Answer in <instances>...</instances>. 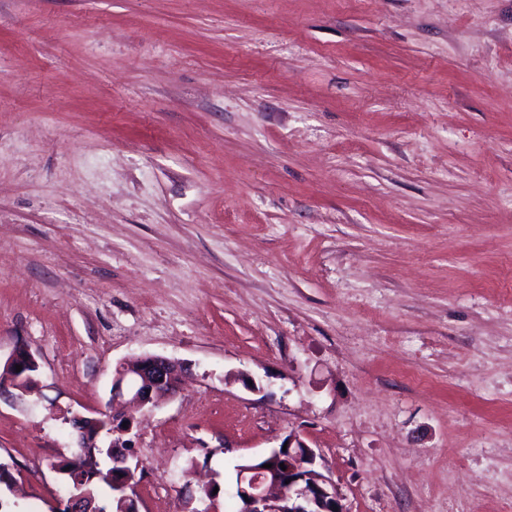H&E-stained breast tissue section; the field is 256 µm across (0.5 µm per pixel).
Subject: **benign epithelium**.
Masks as SVG:
<instances>
[{"label":"benign epithelium","mask_w":512,"mask_h":512,"mask_svg":"<svg viewBox=\"0 0 512 512\" xmlns=\"http://www.w3.org/2000/svg\"><path fill=\"white\" fill-rule=\"evenodd\" d=\"M22 366L16 371V366ZM37 367L30 352L19 355L14 351L3 365V374L18 388L27 387L28 369ZM181 367L163 355H146L131 363H120L112 374V403H122L142 409L161 398H172L178 392ZM79 442L92 448L100 432L88 427V417L74 414L67 418ZM288 469L265 476L267 469L259 466L263 457L243 460L236 468L233 497L239 502L237 512H279L274 491H282L281 483L288 481V512H346L341 503L336 483L328 470L318 465L317 454L304 440L294 433L288 434ZM112 468L133 473L128 464L127 441L120 438L111 443ZM71 496L66 512H96L93 501L84 491L86 481L73 477Z\"/></svg>","instance_id":"1"}]
</instances>
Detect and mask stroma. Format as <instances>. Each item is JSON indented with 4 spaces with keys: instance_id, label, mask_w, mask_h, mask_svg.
Returning a JSON list of instances; mask_svg holds the SVG:
<instances>
[{
    "instance_id": "1",
    "label": "stroma",
    "mask_w": 512,
    "mask_h": 512,
    "mask_svg": "<svg viewBox=\"0 0 512 512\" xmlns=\"http://www.w3.org/2000/svg\"><path fill=\"white\" fill-rule=\"evenodd\" d=\"M0 512L118 363L138 512L298 432L346 512H512V0H0ZM16 365H22V370L20 372H16ZM36 367V360L29 351L26 350L25 354L21 356L15 350L3 365V375H6L10 381L13 382V385L23 389L28 387V377H25L24 374L28 372V369L34 368L29 371V376L32 380L31 375L37 371ZM181 367L163 355H146L119 363L112 374L111 401L142 409L178 392Z\"/></svg>"
}]
</instances>
